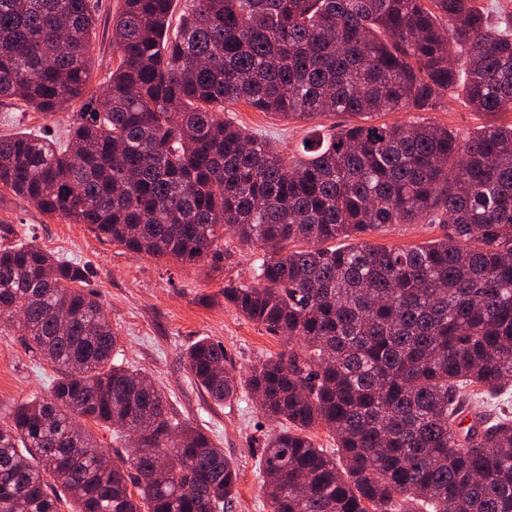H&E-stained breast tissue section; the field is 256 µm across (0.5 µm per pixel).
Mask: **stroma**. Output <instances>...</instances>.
Returning a JSON list of instances; mask_svg holds the SVG:
<instances>
[{
  "label": "stroma",
  "mask_w": 512,
  "mask_h": 512,
  "mask_svg": "<svg viewBox=\"0 0 512 512\" xmlns=\"http://www.w3.org/2000/svg\"><path fill=\"white\" fill-rule=\"evenodd\" d=\"M119 0H98L99 22L91 40V87L106 82L119 63L112 50L109 19ZM73 110L52 115L15 104H0V135L41 133L65 137ZM225 121L268 139L277 150L293 154L318 127L333 132L347 123L342 114L308 122L285 121L246 103L224 107ZM436 224H396L367 234L370 244L391 247L423 244L441 237ZM50 252L92 270L88 285L95 291L112 324L124 361L147 372L164 393L178 421L205 430L223 448L238 472L237 497L231 512H270L262 489L261 453L278 421L262 414L247 392L215 404L183 364L185 351L202 338L223 344L237 376L267 357L287 350L286 341L245 319L224 302L226 281L253 280L256 251L229 239L223 253L194 264L136 254L113 244L86 224L42 212L35 204L0 189V249L26 238ZM55 369L27 351L17 332L0 334V416L32 397L48 392Z\"/></svg>",
  "instance_id": "1"
}]
</instances>
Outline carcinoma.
Returning <instances> with one entry per match:
<instances>
[{
	"label": "carcinoma",
	"instance_id": "carcinoma-1",
	"mask_svg": "<svg viewBox=\"0 0 512 512\" xmlns=\"http://www.w3.org/2000/svg\"><path fill=\"white\" fill-rule=\"evenodd\" d=\"M93 0H0V99L53 114L63 143L0 136V188L126 250L193 264L225 235L261 251L224 302L288 350L240 382L207 338L185 367L283 423L271 512H512V16L479 0H122L119 65L89 87ZM489 121L421 116L446 97ZM361 119L300 154L219 117ZM415 112L407 124H374ZM422 245L336 246L393 224ZM89 269L33 240L0 249V333L58 373L0 424V512H224L238 474L150 376L118 360ZM487 411L463 427L471 401ZM132 445L114 459L87 423ZM322 428L336 455L316 446Z\"/></svg>",
	"mask_w": 512,
	"mask_h": 512
}]
</instances>
